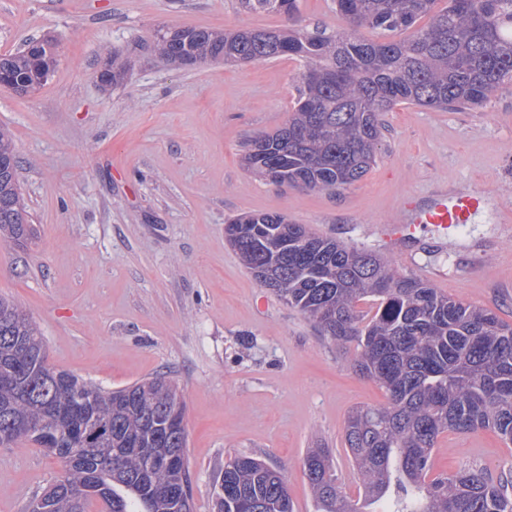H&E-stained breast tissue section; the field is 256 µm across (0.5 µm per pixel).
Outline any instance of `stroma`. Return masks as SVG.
<instances>
[{
	"label": "stroma",
	"mask_w": 512,
	"mask_h": 512,
	"mask_svg": "<svg viewBox=\"0 0 512 512\" xmlns=\"http://www.w3.org/2000/svg\"><path fill=\"white\" fill-rule=\"evenodd\" d=\"M285 17L239 0H0V54L51 38L57 63L37 91L0 88L15 136L33 241L0 242V295L40 327L49 363L107 389L163 374L185 404L194 512H213L225 462L252 455L286 477L294 512H316L301 460L330 449L353 507L361 482L344 444L349 413L386 393L261 287L224 236L241 213L288 217L376 252L399 274L512 323V92L453 112L400 105L375 163L338 193L275 186L246 171L244 144L282 127L300 61L191 69L151 48L157 27L277 29ZM123 83L97 78L113 55ZM479 181L490 203L452 236L425 229L391 249L402 197ZM512 474V444L448 431L433 474ZM63 466L27 440L0 447V512H27Z\"/></svg>",
	"instance_id": "obj_1"
}]
</instances>
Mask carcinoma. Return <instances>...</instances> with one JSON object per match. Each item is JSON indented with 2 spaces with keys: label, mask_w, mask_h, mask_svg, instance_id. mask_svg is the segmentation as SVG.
<instances>
[{
  "label": "carcinoma",
  "mask_w": 512,
  "mask_h": 512,
  "mask_svg": "<svg viewBox=\"0 0 512 512\" xmlns=\"http://www.w3.org/2000/svg\"><path fill=\"white\" fill-rule=\"evenodd\" d=\"M299 0H240L248 12L296 20ZM336 0L344 27L220 32L156 30L154 47L182 67L291 57L303 63L287 123L244 144L242 161L271 184L306 191L345 189L375 162L382 113L398 105L466 110L512 85V0ZM429 21L421 25L424 17ZM380 30L390 39L365 38ZM407 36L395 39L393 34ZM53 43L32 40L0 54V76L29 93L55 66ZM125 63L98 78L117 86ZM227 242L260 286L312 320L338 346L357 342L353 367L385 389L387 402L353 411L344 441L370 512H512L507 483L471 468L430 477L438 437L491 429L512 443V325L490 309L458 302L428 282L393 271L375 252L317 235L280 214H245L224 225ZM34 236L20 192L14 134L0 125V239ZM375 311L365 317L358 305ZM110 423L116 442L100 458L79 445L68 407ZM185 404L164 375L109 390L48 364L28 312L0 296V447L26 438L64 462L63 474L32 499L40 512H184L191 495L187 434L182 456L148 467L146 448L184 424ZM302 470L317 512H354L327 448H310ZM215 512H294L287 484L265 461L224 464Z\"/></svg>",
  "instance_id": "1"
}]
</instances>
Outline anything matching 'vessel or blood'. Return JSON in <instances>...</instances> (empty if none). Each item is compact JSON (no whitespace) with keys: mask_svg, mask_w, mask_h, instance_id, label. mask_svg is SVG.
Masks as SVG:
<instances>
[{"mask_svg":"<svg viewBox=\"0 0 512 512\" xmlns=\"http://www.w3.org/2000/svg\"><path fill=\"white\" fill-rule=\"evenodd\" d=\"M485 205V191L476 184L448 191L441 190L426 200L407 197L398 213L392 217L387 239L398 245L410 233L433 229L440 234L454 232Z\"/></svg>","mask_w":512,"mask_h":512,"instance_id":"b4317fda","label":"vessel or blood"}]
</instances>
